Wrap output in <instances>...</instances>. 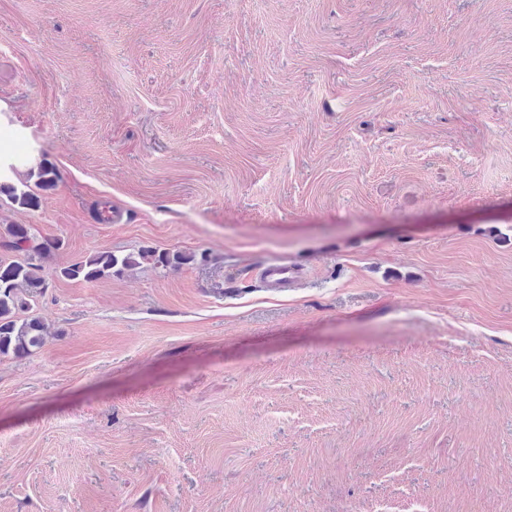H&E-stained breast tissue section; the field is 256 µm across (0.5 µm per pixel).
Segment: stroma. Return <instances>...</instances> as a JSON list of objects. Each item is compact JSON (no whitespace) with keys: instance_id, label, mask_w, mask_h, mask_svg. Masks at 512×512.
<instances>
[{"instance_id":"1","label":"stroma","mask_w":512,"mask_h":512,"mask_svg":"<svg viewBox=\"0 0 512 512\" xmlns=\"http://www.w3.org/2000/svg\"><path fill=\"white\" fill-rule=\"evenodd\" d=\"M1 164L0 512H512V0H0ZM2 246L21 254L17 260L0 259V356L23 357L40 349L47 334L45 324L36 317L20 318L32 302L45 294L49 282L43 262L57 251V240H39L25 224L5 227ZM193 257L180 252H158L155 249L142 248L137 253L116 255L111 251H96L83 259L60 269V276L67 279H80L94 282L112 278L116 272L140 264V260H152L157 266L165 267L171 263L185 264L193 261ZM259 276L269 288H288L301 278V271L292 265L270 264L259 270Z\"/></svg>"}]
</instances>
